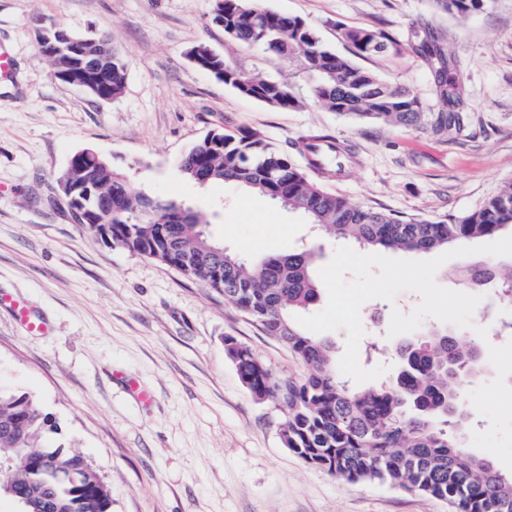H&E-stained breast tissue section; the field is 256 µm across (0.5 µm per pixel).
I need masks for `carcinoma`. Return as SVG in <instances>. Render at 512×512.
<instances>
[{
	"label": "carcinoma",
	"mask_w": 512,
	"mask_h": 512,
	"mask_svg": "<svg viewBox=\"0 0 512 512\" xmlns=\"http://www.w3.org/2000/svg\"><path fill=\"white\" fill-rule=\"evenodd\" d=\"M225 40L256 46L288 60L300 57L311 78L308 99L332 112L385 123L395 129L430 132L450 140L474 120L459 112L456 75L441 39L432 36L412 52L435 66L446 112H427L415 92L392 85L336 54L303 19L266 9L259 0H214ZM479 0H433L436 8L465 16ZM52 38L40 51L55 70L68 58V42L55 38L59 25L38 22ZM346 39L358 56L396 43L373 30H351ZM213 66L240 95L280 109L303 104L294 86L227 65ZM127 61L112 53L99 101L121 97ZM350 150L327 135L306 139L297 154L285 152L252 131H217L179 160L181 175L200 185L224 182L250 189L301 212L307 224L338 241L372 251L427 254L512 229V180L479 207L453 219L390 214L355 204L317 182L311 173L345 168ZM90 182L87 205L110 214L112 224L83 223L101 241L173 267L212 291L287 345L305 364L300 379L280 378L239 342L229 359L253 397L285 409L280 435L286 448L307 464L349 482L382 481L448 502L451 512H512V475L485 457L469 453L471 426L462 383L485 365L484 344L454 327L434 328L405 353L397 378L357 390L337 373L332 346L303 331L296 313L320 299L310 250L247 256L224 248L205 230L206 217L177 199L133 193L112 164L94 162L81 174ZM449 277L465 288H495L512 298V277L487 263L464 264ZM58 431L52 415L26 393L0 392V495L18 512H111L107 485L76 448L50 446Z\"/></svg>",
	"instance_id": "obj_1"
}]
</instances>
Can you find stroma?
<instances>
[{"label": "stroma", "mask_w": 512, "mask_h": 512, "mask_svg": "<svg viewBox=\"0 0 512 512\" xmlns=\"http://www.w3.org/2000/svg\"><path fill=\"white\" fill-rule=\"evenodd\" d=\"M302 18L336 54L351 56V29L390 34L384 52L357 66L409 86L431 112L447 109L429 63L407 49L421 23L450 37L447 54L475 122L458 141L399 131L319 105L279 109L239 95L199 69L204 44L234 68L303 88L301 60L257 47H224L214 0H0V42L15 67L0 79V390L29 394L79 448L112 496L111 512H450L446 501L388 483L342 482L285 448V411L256 401L226 353L250 347L275 376L305 365L203 283L151 258L104 244L74 221L58 179L70 156L94 148L133 191L176 196L209 219V233L244 254L322 244L303 216L234 185L199 186L175 165L210 131L248 129L284 151L309 135L351 145L348 175L317 174L349 201L399 216L443 219L479 207L512 179V0H486L465 17L432 0H261ZM75 33L108 34L126 57L122 96L92 100L56 79L33 19ZM24 302L47 331L33 334L8 302ZM420 301L363 304V368L396 375L393 310ZM486 367L468 378L478 424L467 446L512 474V340L488 342Z\"/></svg>", "instance_id": "1"}]
</instances>
